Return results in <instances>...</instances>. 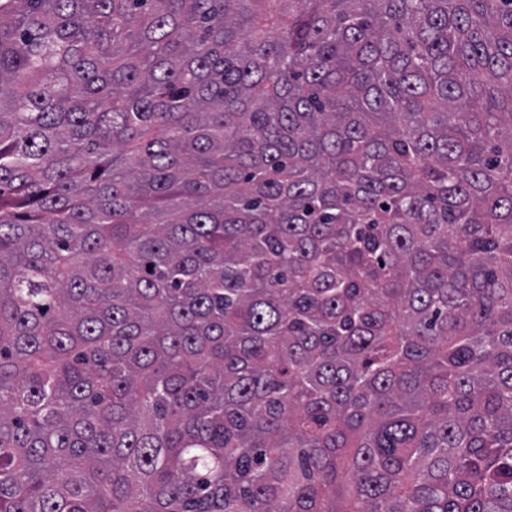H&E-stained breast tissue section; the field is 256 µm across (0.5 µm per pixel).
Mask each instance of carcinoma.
I'll use <instances>...</instances> for the list:
<instances>
[{"label":"carcinoma","instance_id":"cac0c4a2","mask_svg":"<svg viewBox=\"0 0 512 512\" xmlns=\"http://www.w3.org/2000/svg\"><path fill=\"white\" fill-rule=\"evenodd\" d=\"M0 512H512V0H0Z\"/></svg>","mask_w":512,"mask_h":512}]
</instances>
